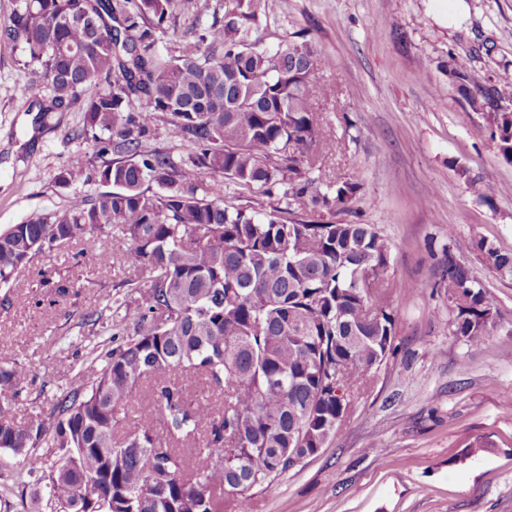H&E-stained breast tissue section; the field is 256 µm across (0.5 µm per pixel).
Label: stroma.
I'll list each match as a JSON object with an SVG mask.
<instances>
[{"instance_id":"obj_1","label":"stroma","mask_w":512,"mask_h":512,"mask_svg":"<svg viewBox=\"0 0 512 512\" xmlns=\"http://www.w3.org/2000/svg\"><path fill=\"white\" fill-rule=\"evenodd\" d=\"M452 0H268L259 34L274 48L303 32L326 56L314 103L336 149L322 183L356 178L360 189L342 222L371 224L390 245L387 275L412 283L392 294L394 351L372 371L335 437L317 455L255 488L251 512H512V276L477 255L465 258L489 294L493 318L482 345L455 335L445 255L450 237L483 238L512 252V161L448 80L464 63L476 83L512 77V0H465L448 24ZM225 0H199L174 13L159 41L179 54L224 16ZM28 60L22 43L0 48V230L100 192L93 147L76 132L82 102L38 120L21 92ZM86 157L65 184L56 177ZM494 188L491 203L456 173ZM226 205L284 219L307 209L276 193L224 183ZM119 236L93 250L69 243L19 268L0 288V365L19 363L28 383L16 422L49 410L99 336L86 317L142 269Z\"/></svg>"}]
</instances>
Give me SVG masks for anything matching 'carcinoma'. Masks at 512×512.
Returning <instances> with one entry per match:
<instances>
[{
    "label": "carcinoma",
    "instance_id": "obj_1",
    "mask_svg": "<svg viewBox=\"0 0 512 512\" xmlns=\"http://www.w3.org/2000/svg\"><path fill=\"white\" fill-rule=\"evenodd\" d=\"M175 9L194 12L198 0H26L0 36L23 43L47 80L40 123L84 99L80 135L110 187L0 232V287L37 256L91 249L107 231L147 272L111 298L125 324L101 323L112 347L101 344L48 415L14 421L28 372L0 366V450L23 456L50 512L63 498L75 512H250V491L288 471V456H313L336 434L392 350V290L410 291L387 278L390 246L372 225L332 221L359 183L323 190L311 177L321 168L312 147L331 149L312 103L326 58L302 33L260 47L266 0H230L222 23L165 55L155 44ZM448 73L511 160L512 88L478 86L462 63ZM159 119L192 156L145 149ZM206 172L268 195L282 188L330 220L229 207L218 181L200 196ZM458 173L491 199L488 184ZM449 240L455 333L480 345L491 303L460 256L512 276V253ZM196 381L202 401L189 398ZM143 386L149 402L132 418Z\"/></svg>",
    "mask_w": 512,
    "mask_h": 512
}]
</instances>
